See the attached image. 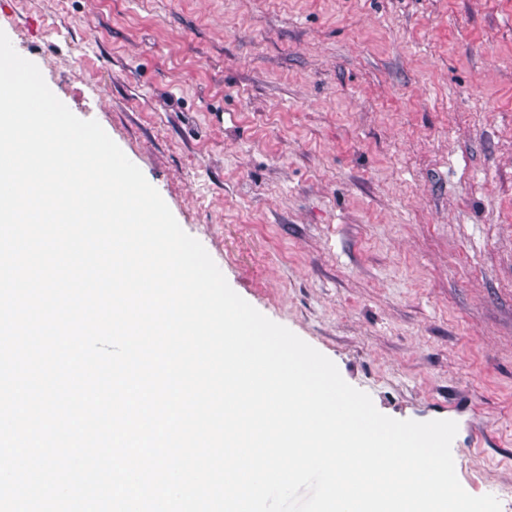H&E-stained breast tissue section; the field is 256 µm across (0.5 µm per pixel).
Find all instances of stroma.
<instances>
[{
  "label": "stroma",
  "instance_id": "35a3bbf8",
  "mask_svg": "<svg viewBox=\"0 0 512 512\" xmlns=\"http://www.w3.org/2000/svg\"><path fill=\"white\" fill-rule=\"evenodd\" d=\"M231 288L512 512V0H0Z\"/></svg>",
  "mask_w": 512,
  "mask_h": 512
}]
</instances>
